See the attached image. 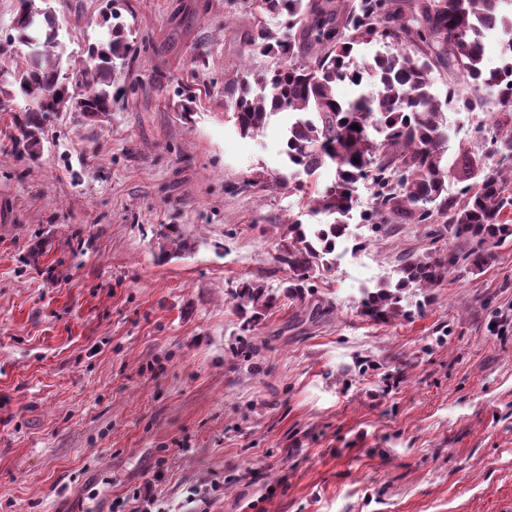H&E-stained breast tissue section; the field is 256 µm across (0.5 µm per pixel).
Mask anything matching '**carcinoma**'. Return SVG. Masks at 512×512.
<instances>
[{
	"label": "carcinoma",
	"instance_id": "1",
	"mask_svg": "<svg viewBox=\"0 0 512 512\" xmlns=\"http://www.w3.org/2000/svg\"><path fill=\"white\" fill-rule=\"evenodd\" d=\"M263 12L288 18V31L266 27L248 38L251 51L278 55L285 62L248 78L229 81L237 92L231 107L244 135L260 131L279 114L288 117L284 154L288 184L306 191L300 175L331 167L334 177L309 197L313 210L333 217L306 227L292 219L281 225L274 256L284 273V297L303 303L313 294L314 275L336 263V248L353 218L358 184L372 193L363 221L376 234L406 226L421 227L437 242L463 241L459 249L396 258L397 280L360 289V315L375 322L411 320L433 299L431 291L448 274L467 275L489 265L494 248L512 241V55L499 70L484 68L485 45L479 25L501 21L512 26V0H259ZM11 40L27 48L24 62L0 83V112H10L14 93L26 105L13 115L18 153L40 157L47 119L69 109L91 118L106 116L120 100L122 62L131 51L124 26L114 24L108 38L88 48L83 93L70 91L62 73L63 46L55 16L21 0ZM390 46L370 61H356L361 45ZM463 80L448 85L444 100L433 91L436 66ZM341 85L357 88L348 99ZM462 104L482 114L473 127L472 148L492 166L477 180L448 193L450 167L443 163L448 118L443 107ZM358 125L355 130L352 125ZM359 162H354V159ZM246 323L258 321L276 298L258 282H243L229 292Z\"/></svg>",
	"mask_w": 512,
	"mask_h": 512
}]
</instances>
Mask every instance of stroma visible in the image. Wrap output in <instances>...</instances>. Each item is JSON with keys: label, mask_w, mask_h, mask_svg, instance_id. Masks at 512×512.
<instances>
[{"label": "stroma", "mask_w": 512, "mask_h": 512, "mask_svg": "<svg viewBox=\"0 0 512 512\" xmlns=\"http://www.w3.org/2000/svg\"><path fill=\"white\" fill-rule=\"evenodd\" d=\"M66 75L111 11L132 49L110 115L60 112L43 154L0 112V512H512V242L379 323L359 290L430 238L320 271L322 321L278 299L279 227L323 224L287 172L285 119L237 130L227 82L275 68L256 0H46ZM189 250L176 254L169 236ZM257 372H249L248 364ZM227 294L235 302L247 324L260 320L277 300L259 282H243Z\"/></svg>", "instance_id": "obj_1"}]
</instances>
